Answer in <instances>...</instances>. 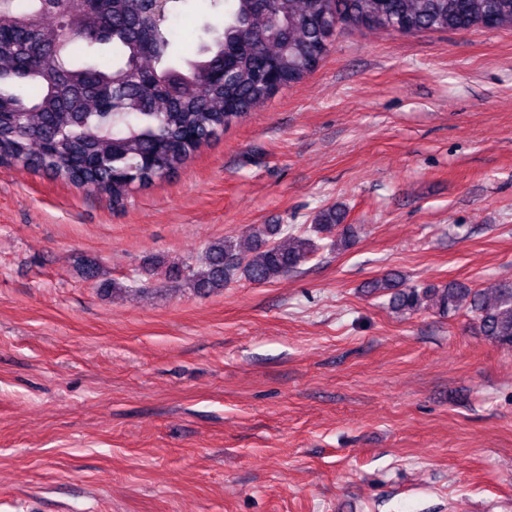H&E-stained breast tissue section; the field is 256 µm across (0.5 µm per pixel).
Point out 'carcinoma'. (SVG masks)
Listing matches in <instances>:
<instances>
[{
  "label": "carcinoma",
  "mask_w": 512,
  "mask_h": 512,
  "mask_svg": "<svg viewBox=\"0 0 512 512\" xmlns=\"http://www.w3.org/2000/svg\"><path fill=\"white\" fill-rule=\"evenodd\" d=\"M189 0H0V164L112 198L178 173L219 134L300 84L323 60L336 15L371 29L419 33L512 30V0H207L222 27L208 22L194 51L179 49L173 18ZM56 27L47 30L44 19ZM345 209L332 205L293 234L259 224L246 239L210 242L187 281L197 292L237 279L269 284L297 269L336 233L351 244ZM397 310H467L490 341L512 347V283L490 286L493 302L470 288H397L390 275L371 283Z\"/></svg>",
  "instance_id": "carcinoma-1"
}]
</instances>
